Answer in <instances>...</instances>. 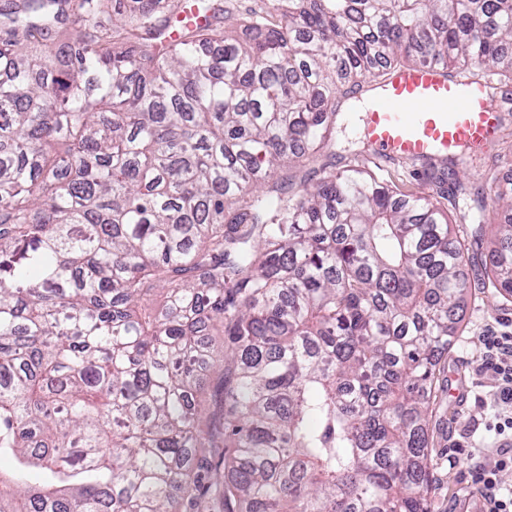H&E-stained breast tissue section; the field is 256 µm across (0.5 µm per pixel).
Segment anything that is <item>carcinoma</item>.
<instances>
[{"label":"carcinoma","mask_w":512,"mask_h":512,"mask_svg":"<svg viewBox=\"0 0 512 512\" xmlns=\"http://www.w3.org/2000/svg\"><path fill=\"white\" fill-rule=\"evenodd\" d=\"M111 3L0 4V512H430L472 258L427 196L278 174L393 68L512 83V0Z\"/></svg>","instance_id":"obj_1"}]
</instances>
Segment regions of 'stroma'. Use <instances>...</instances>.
I'll return each instance as SVG.
<instances>
[{"label":"stroma","mask_w":512,"mask_h":512,"mask_svg":"<svg viewBox=\"0 0 512 512\" xmlns=\"http://www.w3.org/2000/svg\"><path fill=\"white\" fill-rule=\"evenodd\" d=\"M323 165L331 170L354 167L373 171L405 193L427 196L432 192L426 177L427 162L381 159L359 144L324 148L317 160L303 162L300 175L306 179L316 177ZM452 180L462 183L470 194L482 185L512 182V118L504 120L491 148L481 152L473 163L456 166ZM482 219L481 227L459 224L455 233L475 253L485 255L494 246L501 219V210L493 198H486ZM465 309L463 332L455 338L447 356L448 402L437 410L430 423L434 463L431 512H460L466 499L475 496L473 474H463L449 466L448 457L453 448L458 446L465 450L496 440L494 433L484 428L494 409L489 402L480 401L479 389L471 385L472 372L480 336L489 328L500 330L512 325V303L491 299L476 281L465 297Z\"/></svg>","instance_id":"1"}]
</instances>
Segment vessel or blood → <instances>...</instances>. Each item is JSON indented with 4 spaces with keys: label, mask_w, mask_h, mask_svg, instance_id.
<instances>
[{
    "label": "vessel or blood",
    "mask_w": 512,
    "mask_h": 512,
    "mask_svg": "<svg viewBox=\"0 0 512 512\" xmlns=\"http://www.w3.org/2000/svg\"><path fill=\"white\" fill-rule=\"evenodd\" d=\"M497 102L487 83L438 65L401 68L376 88L364 135L376 155L419 159L480 150L492 141Z\"/></svg>",
    "instance_id": "1"
}]
</instances>
